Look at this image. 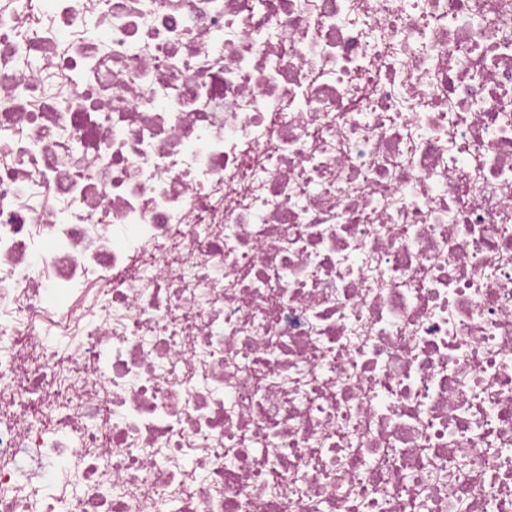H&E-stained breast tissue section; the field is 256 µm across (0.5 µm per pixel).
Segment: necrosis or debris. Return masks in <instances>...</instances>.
<instances>
[{"instance_id": "necrosis-or-debris-1", "label": "necrosis or debris", "mask_w": 512, "mask_h": 512, "mask_svg": "<svg viewBox=\"0 0 512 512\" xmlns=\"http://www.w3.org/2000/svg\"><path fill=\"white\" fill-rule=\"evenodd\" d=\"M0 512H512V0H0Z\"/></svg>"}]
</instances>
